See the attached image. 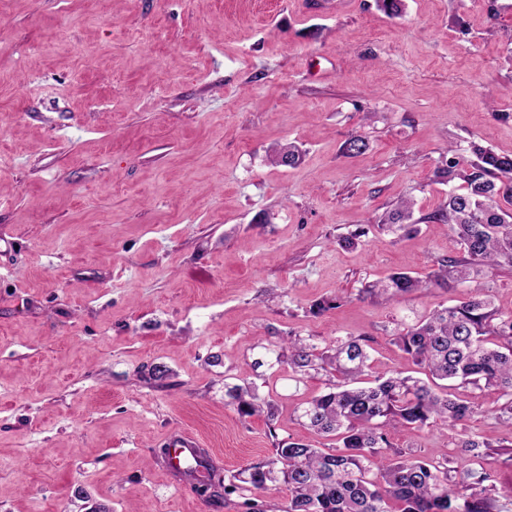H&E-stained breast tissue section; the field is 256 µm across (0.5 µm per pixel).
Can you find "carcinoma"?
<instances>
[{"mask_svg":"<svg viewBox=\"0 0 512 512\" xmlns=\"http://www.w3.org/2000/svg\"><path fill=\"white\" fill-rule=\"evenodd\" d=\"M367 140L352 135L342 145L348 157L364 153ZM474 159L465 164L450 157L441 172L458 179L464 191L448 194V201L429 219L449 225L459 239L461 253L438 261L427 279L395 272L380 284L359 289V296L384 295L401 301L432 282L463 284L484 270L512 267V155L473 147ZM302 159L295 145L273 150L271 161L295 166ZM391 233L420 232L413 207L403 201L377 225ZM368 336L329 342L320 349L308 338L257 343L252 370L283 364L298 375L323 370L331 378L326 390L304 403L302 425L319 436H334L336 448H317L304 437L278 438L277 406L259 394L247 377L240 384L224 383L227 404L242 417L262 416L273 438L271 456L248 464L231 478L217 480L230 495L238 491L265 493L288 488V499H250L247 512H512L495 496L493 475L487 470L463 473L450 466L448 452L437 459L412 456L389 440L392 429H422L465 421L478 408L469 401L438 392L430 381H453L462 388L495 389L506 398L499 419L512 429V312L494 307L476 293L452 306L411 322L402 321L395 344L428 380L403 371L375 375ZM505 438L479 436L462 448L474 461Z\"/></svg>","mask_w":512,"mask_h":512,"instance_id":"obj_1","label":"carcinoma"}]
</instances>
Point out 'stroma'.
Returning a JSON list of instances; mask_svg holds the SVG:
<instances>
[{
    "label": "stroma",
    "instance_id": "obj_1",
    "mask_svg": "<svg viewBox=\"0 0 512 512\" xmlns=\"http://www.w3.org/2000/svg\"><path fill=\"white\" fill-rule=\"evenodd\" d=\"M0 21V512H244L159 450L193 433L227 474L270 455L265 418L224 404L254 343L368 335L377 371L405 370L403 317L479 289L512 311L509 267L357 297L459 255L429 219L447 149L512 154V0H0ZM289 143L301 163L271 162ZM404 199L419 234L340 246ZM323 388L267 375L279 436ZM456 395L473 419L391 442L470 469L458 444L503 435L502 400Z\"/></svg>",
    "mask_w": 512,
    "mask_h": 512
}]
</instances>
